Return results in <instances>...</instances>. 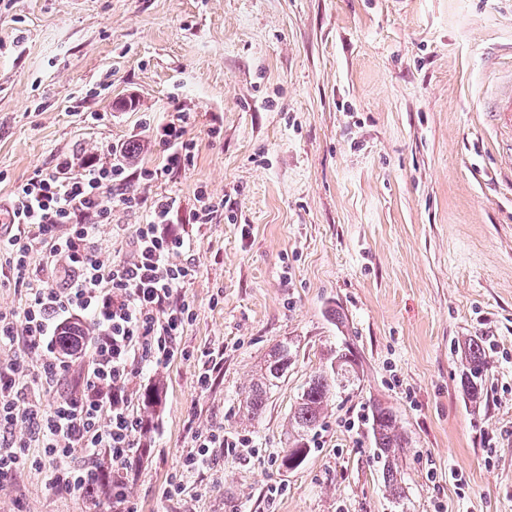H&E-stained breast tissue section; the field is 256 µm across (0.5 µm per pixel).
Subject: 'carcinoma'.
<instances>
[{
	"label": "carcinoma",
	"instance_id": "1",
	"mask_svg": "<svg viewBox=\"0 0 512 512\" xmlns=\"http://www.w3.org/2000/svg\"><path fill=\"white\" fill-rule=\"evenodd\" d=\"M297 351L293 343L286 340L278 343L260 364L250 385L244 390L245 419H258L269 399L271 390L288 375V367ZM462 354L465 366L461 374V387L469 399L477 402L484 395V379L488 362L479 336H472L464 342ZM357 362L356 352L345 346L336 351L330 367L313 375L298 396L290 422L295 432L303 435L315 430L327 411L329 401L337 389L354 376L349 370ZM372 432L378 450L377 458L382 463L385 487L390 495L399 498L403 494L401 474L397 466L398 458L407 448V441L401 431L397 416L388 408L374 407L372 411ZM308 453L305 444L297 441L288 449L283 463L289 468L298 467Z\"/></svg>",
	"mask_w": 512,
	"mask_h": 512
}]
</instances>
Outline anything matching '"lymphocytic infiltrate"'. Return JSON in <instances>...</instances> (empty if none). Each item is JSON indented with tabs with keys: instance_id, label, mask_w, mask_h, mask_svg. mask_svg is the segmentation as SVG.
Masks as SVG:
<instances>
[{
	"instance_id": "obj_1",
	"label": "lymphocytic infiltrate",
	"mask_w": 512,
	"mask_h": 512,
	"mask_svg": "<svg viewBox=\"0 0 512 512\" xmlns=\"http://www.w3.org/2000/svg\"><path fill=\"white\" fill-rule=\"evenodd\" d=\"M155 142L165 158L163 170L193 163L186 124L160 127ZM126 155L116 145L102 156H58L0 203V287H14L24 297L20 314H0V347L22 348L0 365V484L16 478L35 443L49 463V486L80 497L90 481V463L103 455L112 468V512H137L121 490L137 446L134 435L143 428L132 405L131 378L147 367L191 360L204 391L220 365L214 351L191 352L181 345L195 318L183 286L196 269L169 224L176 197H157L146 221L135 227L112 221L114 210L141 205L137 194L124 189ZM103 226L127 241V257L103 259ZM36 247L42 258L35 265L30 255ZM84 316L96 323L95 336L58 351L59 328ZM74 358L84 363L79 393L49 404L31 399V392L53 387ZM21 420L32 425L31 439L16 437ZM194 438L197 449L183 457L168 481V496H181L188 478L210 468L221 449L237 445L220 426L195 432ZM77 453L88 466H73Z\"/></svg>"
}]
</instances>
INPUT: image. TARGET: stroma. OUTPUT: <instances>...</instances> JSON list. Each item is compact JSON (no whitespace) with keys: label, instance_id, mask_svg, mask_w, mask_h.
I'll use <instances>...</instances> for the list:
<instances>
[{"label":"stroma","instance_id":"obj_1","mask_svg":"<svg viewBox=\"0 0 512 512\" xmlns=\"http://www.w3.org/2000/svg\"><path fill=\"white\" fill-rule=\"evenodd\" d=\"M492 53L512 65V0H0V201L57 156L136 147L142 207L112 221L177 197L196 264L181 344L224 354L205 391L186 360L133 377L164 387L135 436L138 512H512V154L481 106ZM181 112L193 165L142 180ZM471 336L489 363L478 404L460 386ZM285 339L296 360L242 429L241 392ZM346 344L357 377L285 469L297 397ZM376 404L408 441L399 500ZM215 426L239 448L166 496ZM90 508L41 465L0 485V512Z\"/></svg>","mask_w":512,"mask_h":512}]
</instances>
